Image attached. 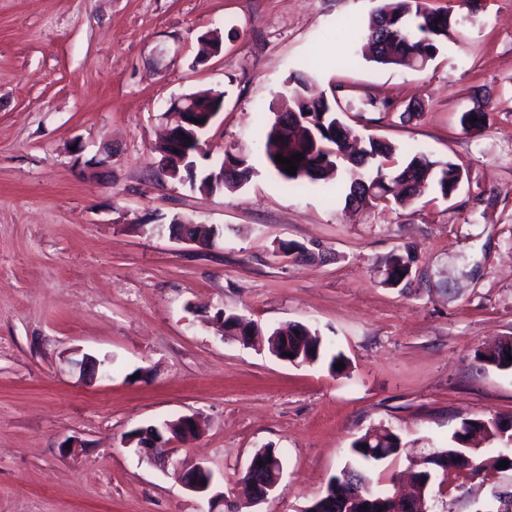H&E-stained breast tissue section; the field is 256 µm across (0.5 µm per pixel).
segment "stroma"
I'll list each match as a JSON object with an SVG mask.
<instances>
[{
  "label": "stroma",
  "instance_id": "1",
  "mask_svg": "<svg viewBox=\"0 0 512 512\" xmlns=\"http://www.w3.org/2000/svg\"><path fill=\"white\" fill-rule=\"evenodd\" d=\"M458 20L425 69L366 60L357 36L379 0H0V512H209L181 475L202 464L225 512H305L352 442L386 427L410 457L471 419L512 415V369L476 353L512 336V0H427ZM218 32L220 54L196 57ZM337 91L357 133L462 168L447 200L365 210L285 188L257 131L294 73ZM224 95L212 160L246 149L243 185L201 191L155 147L174 98ZM417 104L377 121L375 103ZM485 104L487 126L463 113ZM182 217L222 227L173 240ZM282 242L299 252H279ZM409 276L384 285L390 255ZM301 324L342 353L339 374L244 343L213 318ZM110 358L108 380L67 364ZM196 416L166 468L124 445L134 429ZM283 455L276 491L237 495L252 455ZM512 470L436 473L430 512H484ZM414 258L410 253L403 254H393L387 261L385 271L392 270V273H398L399 275L392 279V275L390 274L387 278H384L383 283L387 286H396L405 276L409 275L411 269V263L414 261ZM401 274H404V277H401Z\"/></svg>",
  "mask_w": 512,
  "mask_h": 512
}]
</instances>
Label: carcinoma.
I'll return each instance as SVG.
<instances>
[{
	"mask_svg": "<svg viewBox=\"0 0 512 512\" xmlns=\"http://www.w3.org/2000/svg\"><path fill=\"white\" fill-rule=\"evenodd\" d=\"M457 25L455 17L446 10L428 7L425 0H382L381 6L370 16L361 31V40L369 47L373 61L382 65H407L416 55H425L433 61L450 39ZM309 78L301 76L294 79L289 104L297 112L312 114L315 124L296 123L286 135L280 134L272 122L259 138L263 141L264 159L268 168L275 173L287 187L293 191H303L309 185L322 179L324 170L336 172L337 185L345 192V201L360 207H376L387 201L404 206L412 201V195L391 192L394 180L400 179L416 187L431 186L442 198L453 196L462 181L461 167L451 161L434 160L424 153L408 154L401 165H390L396 154V148L374 138L363 141L357 138L354 130L341 119L342 110L337 105L336 95L329 100H318L308 96ZM300 153L302 159L297 162L296 175L284 171V166L276 162V155L285 158ZM209 171L224 173V183L211 184L200 180V185L213 191L223 186L237 187L248 180L253 172L248 155L224 153V159L210 166ZM413 257L411 254H393L387 261L386 270L397 274L387 277L383 284L395 286L402 276L409 275ZM310 344L304 346L303 354L309 355L313 362H328L329 370H335V364L341 362V355L328 354L322 339L316 333H308ZM504 345L480 353L481 362L492 364L499 369L508 370L512 363L502 358ZM512 427V422L501 419L485 424L472 419L465 421L455 431L448 447L439 449L441 455L448 458L444 470L458 469L454 459L464 453L470 456L476 467L472 472L485 469L486 459L482 449L469 448V440L479 438L489 443L498 440L496 432ZM377 437L369 439V434L357 438L351 445L349 459L341 473L349 474L355 484L364 490L366 498L378 502L389 497L388 488L373 485L367 480V474L378 463L397 456L406 447L401 437L388 430L376 429ZM331 478L325 494L315 500L305 512H344L343 509L331 510L327 502L332 492Z\"/></svg>",
	"mask_w": 512,
	"mask_h": 512,
	"instance_id": "1",
	"label": "carcinoma"
}]
</instances>
